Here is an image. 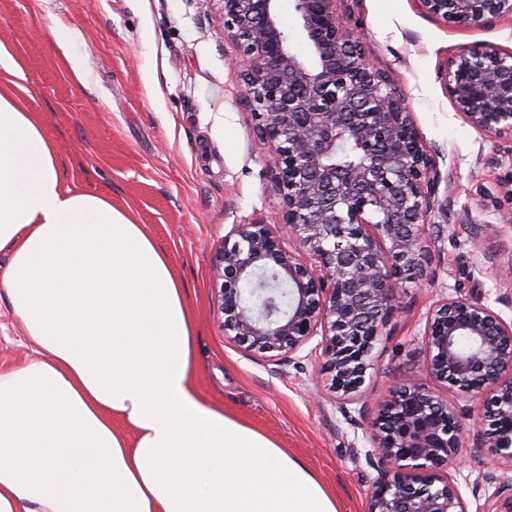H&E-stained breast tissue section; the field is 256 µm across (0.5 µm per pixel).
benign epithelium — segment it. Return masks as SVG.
Segmentation results:
<instances>
[{
	"mask_svg": "<svg viewBox=\"0 0 512 512\" xmlns=\"http://www.w3.org/2000/svg\"><path fill=\"white\" fill-rule=\"evenodd\" d=\"M220 2L224 33L247 59L236 79L259 144L275 153L271 182L282 211L279 234L236 224L224 238L213 264L216 314L225 336L258 354L290 355L321 335L323 374L346 397L364 381L399 288L427 277L434 242L425 226L440 184L432 147L401 90L370 67L342 0H294L293 33L281 24L280 0ZM418 2L467 28L512 17V0ZM297 40L305 51L295 50ZM443 80L470 126L512 141V52L461 50L448 57ZM342 139L353 152L339 161ZM424 340L431 383L401 380L368 424L383 464L368 512H468L448 466L470 434L512 471V322L446 295L428 312ZM478 395L487 410L472 433L461 402ZM477 512H512V483Z\"/></svg>",
	"mask_w": 512,
	"mask_h": 512,
	"instance_id": "7a95c632",
	"label": "benign epithelium"
}]
</instances>
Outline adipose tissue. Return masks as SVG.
<instances>
[{"mask_svg": "<svg viewBox=\"0 0 512 512\" xmlns=\"http://www.w3.org/2000/svg\"><path fill=\"white\" fill-rule=\"evenodd\" d=\"M0 46V272L33 346L0 371V512H337L269 436L203 401L166 252L80 191Z\"/></svg>", "mask_w": 512, "mask_h": 512, "instance_id": "ef3b65f1", "label": "adipose tissue"}]
</instances>
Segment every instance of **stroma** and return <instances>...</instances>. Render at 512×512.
<instances>
[{"instance_id": "stroma-1", "label": "stroma", "mask_w": 512, "mask_h": 512, "mask_svg": "<svg viewBox=\"0 0 512 512\" xmlns=\"http://www.w3.org/2000/svg\"><path fill=\"white\" fill-rule=\"evenodd\" d=\"M341 13L437 148L447 205L426 230L437 241L432 278L400 289L364 382L345 402L321 373L316 341L289 364L225 337L214 315L212 265L225 235L237 224L277 229L281 216L273 154L258 149L244 87L229 68L240 54L224 34L220 0H0V45L22 73L16 97L38 116L73 185L111 198L167 251L195 324L199 395L274 437L335 495L338 512H367L381 463L348 416L374 408L398 379L422 376L429 308L458 292L512 320V224L494 211L512 192V143L466 123L441 78L463 48L511 51L512 17L461 28L425 14L418 0H344ZM68 53L86 84L71 80ZM30 354L0 290V370ZM493 455L467 439L449 468L469 512L512 479Z\"/></svg>"}]
</instances>
